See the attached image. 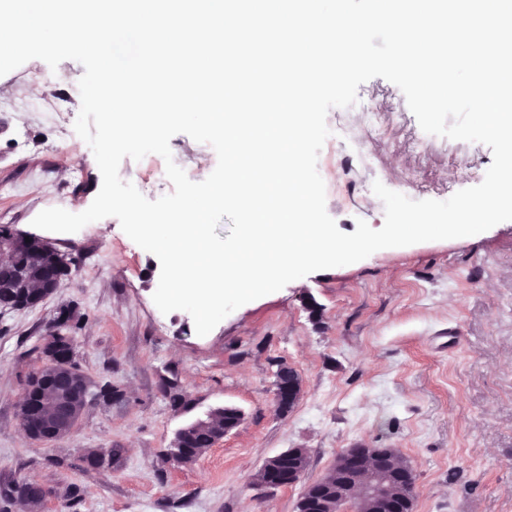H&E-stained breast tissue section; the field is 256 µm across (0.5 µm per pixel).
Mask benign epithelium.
I'll use <instances>...</instances> for the list:
<instances>
[{
  "instance_id": "7a95c632",
  "label": "benign epithelium",
  "mask_w": 512,
  "mask_h": 512,
  "mask_svg": "<svg viewBox=\"0 0 512 512\" xmlns=\"http://www.w3.org/2000/svg\"><path fill=\"white\" fill-rule=\"evenodd\" d=\"M26 239L37 242L43 253L59 254L48 239L33 235L26 237L13 231L11 239L0 240V255L14 259L16 249ZM60 281L59 276L39 280L26 276L23 270L16 271L12 283L17 291L14 309L22 310L41 302L56 292ZM47 390L56 395L49 414L36 410L34 406V398L41 397ZM274 394L276 410L281 414L291 411L299 400L301 384L298 374L285 363L277 367ZM101 400V393L92 391V384L75 367L57 361L55 370L37 373L28 381L20 406L21 428L33 441L53 443L73 431L89 404ZM218 412L224 417L220 431L213 435L215 444L236 431L244 420V412L234 405L209 410L206 418H199L176 431L169 450L173 462L188 465L197 460L190 450L189 430L209 424ZM307 467V450L288 448L264 461L261 470L267 477L259 486L275 490L295 485L303 479ZM333 469V478L308 484L300 501V512H334L336 506L351 502L365 503L369 512H413V471L408 465L394 462L392 449L368 445L346 448L337 455Z\"/></svg>"
}]
</instances>
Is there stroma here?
<instances>
[{
	"label": "stroma",
	"mask_w": 512,
	"mask_h": 512,
	"mask_svg": "<svg viewBox=\"0 0 512 512\" xmlns=\"http://www.w3.org/2000/svg\"><path fill=\"white\" fill-rule=\"evenodd\" d=\"M83 66L33 59L0 76V225L34 234V217L65 204L86 210L102 177L74 130ZM359 102L327 114L317 161L338 228L384 223L374 182L413 200L444 201L480 184L488 146L423 132L402 91L376 77ZM377 116L366 121L363 103ZM172 158L188 178L213 171L212 146L178 134ZM47 239L76 262L41 304L0 313V484L48 491L43 512H296L305 484L363 443L395 449L416 476L414 512H512V221L469 237L381 249L320 270L249 302L198 336L189 313H161L152 296L160 262L118 219ZM74 359L119 397L93 403L75 429L46 446L25 437L19 410L60 306ZM285 362L301 396L286 415L273 373ZM175 383L186 396L173 407ZM245 412L237 431L194 463L164 455L183 425L211 408ZM114 449L102 467L92 449ZM303 448L300 484H254L264 461Z\"/></svg>",
	"instance_id": "35a3bbf8"
}]
</instances>
